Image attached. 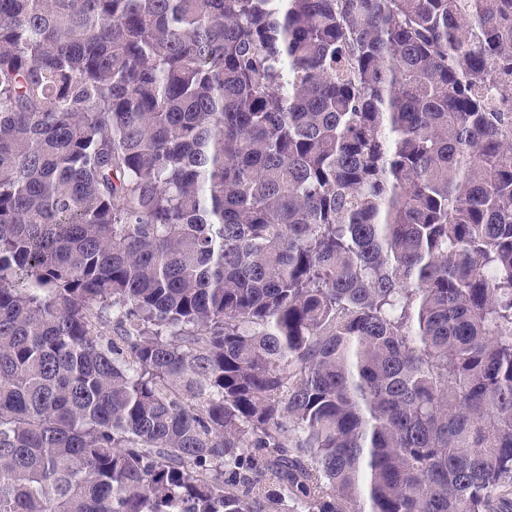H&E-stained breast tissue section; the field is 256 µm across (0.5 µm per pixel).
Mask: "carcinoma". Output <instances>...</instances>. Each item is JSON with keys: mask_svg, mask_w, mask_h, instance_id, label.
Segmentation results:
<instances>
[{"mask_svg": "<svg viewBox=\"0 0 512 512\" xmlns=\"http://www.w3.org/2000/svg\"><path fill=\"white\" fill-rule=\"evenodd\" d=\"M0 512H512V0H0Z\"/></svg>", "mask_w": 512, "mask_h": 512, "instance_id": "obj_1", "label": "carcinoma"}]
</instances>
